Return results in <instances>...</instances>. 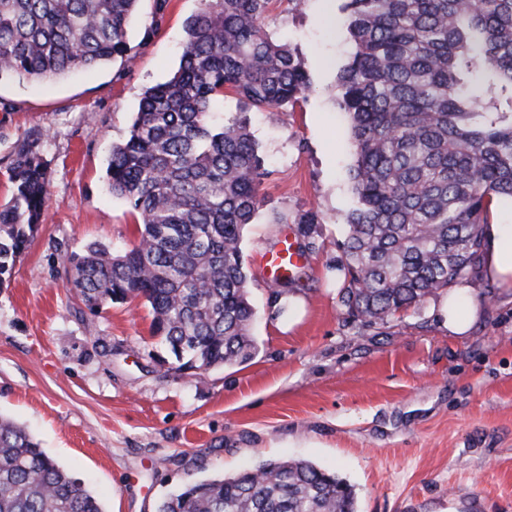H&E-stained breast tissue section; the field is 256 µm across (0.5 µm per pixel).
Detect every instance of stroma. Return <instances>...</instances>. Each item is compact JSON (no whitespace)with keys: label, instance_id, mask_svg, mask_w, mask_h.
I'll return each instance as SVG.
<instances>
[{"label":"stroma","instance_id":"1","mask_svg":"<svg viewBox=\"0 0 512 512\" xmlns=\"http://www.w3.org/2000/svg\"><path fill=\"white\" fill-rule=\"evenodd\" d=\"M344 4L280 0L267 19L313 89L281 112L250 113L269 171L243 240L258 350L199 375L174 369L143 302L94 313L67 286L71 254L95 241L121 251L136 238V217L107 186V162L143 90L177 68L199 0H170L151 34L153 0H142L132 66L0 82V201L26 139L51 185L45 220L0 286V415L107 512H155L188 481L283 458L348 480L359 512H512V288L472 281L477 315L460 335L443 323L444 291L370 326L337 302L354 163L337 101L352 52ZM311 210L320 216L314 249L300 282L280 290L261 258ZM279 213L287 223H276Z\"/></svg>","mask_w":512,"mask_h":512}]
</instances>
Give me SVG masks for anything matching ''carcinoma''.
<instances>
[{"label": "carcinoma", "mask_w": 512, "mask_h": 512, "mask_svg": "<svg viewBox=\"0 0 512 512\" xmlns=\"http://www.w3.org/2000/svg\"><path fill=\"white\" fill-rule=\"evenodd\" d=\"M180 64L147 88L112 146L108 188L141 225L114 252L68 258V285L96 312L141 300L177 369L238 365L257 351L243 232L265 199L248 110L277 112L311 87L264 20L273 0H200ZM140 0H0V79L61 77L135 59ZM353 53L340 71L354 204L338 303L368 325L417 307L483 267L493 201L512 202V0H345ZM232 95L242 111L218 118ZM0 206V286L44 217L46 167L20 144ZM0 512H106L86 485L0 415ZM156 512H357L353 487L306 460L184 484Z\"/></svg>", "instance_id": "carcinoma-1"}]
</instances>
